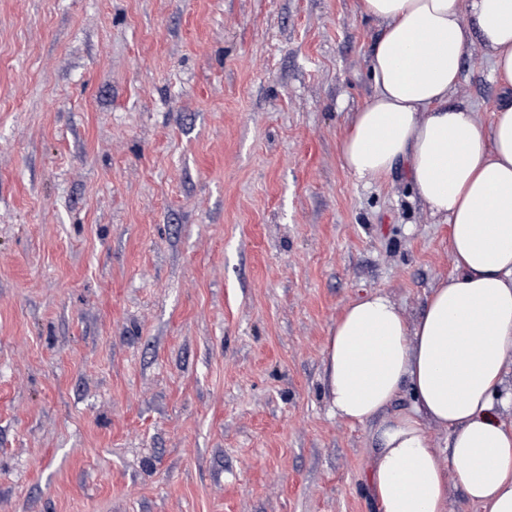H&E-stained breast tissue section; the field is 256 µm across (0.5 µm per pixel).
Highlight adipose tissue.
Segmentation results:
<instances>
[{
	"instance_id": "1",
	"label": "adipose tissue",
	"mask_w": 512,
	"mask_h": 512,
	"mask_svg": "<svg viewBox=\"0 0 512 512\" xmlns=\"http://www.w3.org/2000/svg\"><path fill=\"white\" fill-rule=\"evenodd\" d=\"M356 7L382 28L375 91L341 138L343 166L371 182L403 161L415 197L450 226L455 272L413 321L383 293L345 306L325 362L332 411L372 427L380 512H448L452 485L479 512H512V0ZM476 35L501 92L487 127L450 102ZM405 394L411 404L397 408Z\"/></svg>"
}]
</instances>
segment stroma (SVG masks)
Instances as JSON below:
<instances>
[{
	"label": "stroma",
	"instance_id": "35a3bbf8",
	"mask_svg": "<svg viewBox=\"0 0 512 512\" xmlns=\"http://www.w3.org/2000/svg\"><path fill=\"white\" fill-rule=\"evenodd\" d=\"M356 0H0V512H379L326 347L449 227L339 143ZM473 40L453 102L490 125Z\"/></svg>",
	"mask_w": 512,
	"mask_h": 512
}]
</instances>
